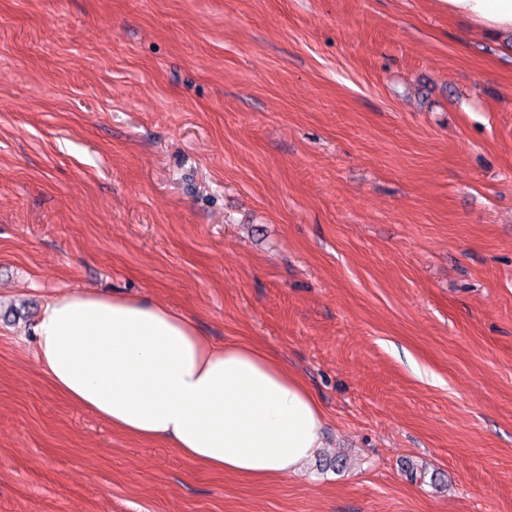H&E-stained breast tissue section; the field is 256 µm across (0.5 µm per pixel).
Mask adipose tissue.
Returning <instances> with one entry per match:
<instances>
[{
  "instance_id": "1",
  "label": "adipose tissue",
  "mask_w": 512,
  "mask_h": 512,
  "mask_svg": "<svg viewBox=\"0 0 512 512\" xmlns=\"http://www.w3.org/2000/svg\"><path fill=\"white\" fill-rule=\"evenodd\" d=\"M441 2L480 31L512 37V0ZM34 333L39 369L57 394L198 468L268 480L322 446L323 411L279 356L214 343L167 305L72 290L45 302Z\"/></svg>"
}]
</instances>
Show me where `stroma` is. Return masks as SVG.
<instances>
[{
  "label": "stroma",
  "mask_w": 512,
  "mask_h": 512,
  "mask_svg": "<svg viewBox=\"0 0 512 512\" xmlns=\"http://www.w3.org/2000/svg\"><path fill=\"white\" fill-rule=\"evenodd\" d=\"M76 289L277 353L323 448L252 481L70 404L32 336ZM0 512H512V42L439 0H0Z\"/></svg>",
  "instance_id": "1"
}]
</instances>
